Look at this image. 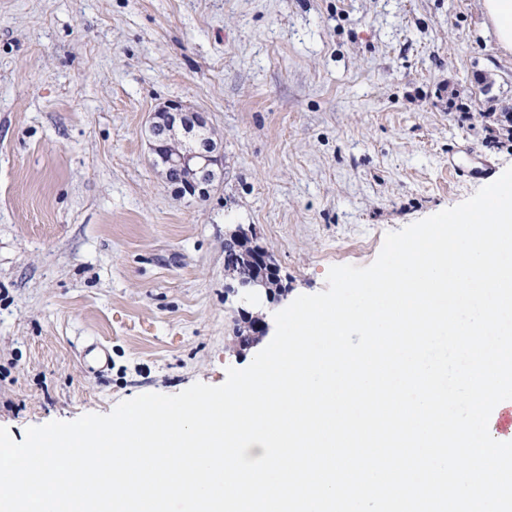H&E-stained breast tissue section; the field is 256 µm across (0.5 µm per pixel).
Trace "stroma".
I'll use <instances>...</instances> for the list:
<instances>
[{"instance_id": "stroma-1", "label": "stroma", "mask_w": 512, "mask_h": 512, "mask_svg": "<svg viewBox=\"0 0 512 512\" xmlns=\"http://www.w3.org/2000/svg\"><path fill=\"white\" fill-rule=\"evenodd\" d=\"M208 113L224 170L192 204L144 129ZM512 52L482 0H0V426L106 414L222 384L269 344L237 338L224 241L252 226L288 299L365 267L387 232L482 188L512 147ZM100 341L111 364L81 366Z\"/></svg>"}]
</instances>
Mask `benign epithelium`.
<instances>
[{"label": "benign epithelium", "mask_w": 512, "mask_h": 512, "mask_svg": "<svg viewBox=\"0 0 512 512\" xmlns=\"http://www.w3.org/2000/svg\"><path fill=\"white\" fill-rule=\"evenodd\" d=\"M146 132L153 164L164 178L172 171L182 173L180 194L189 203L207 197L224 162L223 148L214 139L208 114L171 102L151 114ZM225 275L232 281L230 288L235 295L248 299L264 293L275 299L265 281L244 276L231 264L225 266Z\"/></svg>", "instance_id": "1"}]
</instances>
